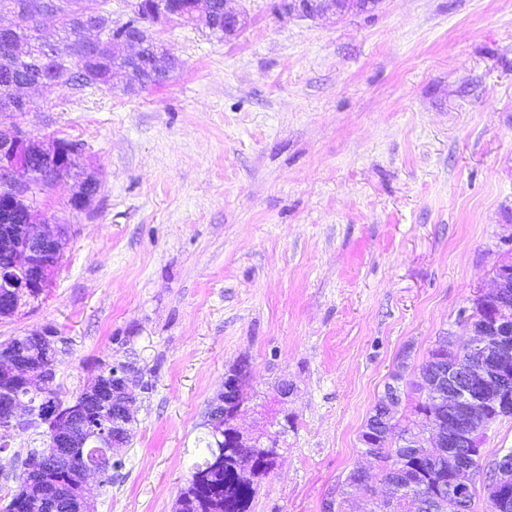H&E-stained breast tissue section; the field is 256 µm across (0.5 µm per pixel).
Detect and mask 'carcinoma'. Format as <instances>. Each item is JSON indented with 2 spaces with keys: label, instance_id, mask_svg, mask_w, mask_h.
Wrapping results in <instances>:
<instances>
[{
  "label": "carcinoma",
  "instance_id": "cac0c4a2",
  "mask_svg": "<svg viewBox=\"0 0 512 512\" xmlns=\"http://www.w3.org/2000/svg\"><path fill=\"white\" fill-rule=\"evenodd\" d=\"M61 16L57 17L60 41L52 44L55 56L52 70L57 86L82 85L87 88L121 87L131 90L133 81L149 75L155 70V53L145 47L136 58L119 59L102 52L95 58L77 56L67 51V43L76 36L77 14L86 11L97 14L103 35L112 40L120 30L112 27V10L107 8L109 0H60ZM44 0H0V10L10 9L18 14L17 31L10 41L0 39V112L7 111L24 85H34L40 78V66L32 61L21 62L24 46L37 31ZM153 0H126L131 15L128 22L147 29L152 19ZM205 24L213 28H224V0H211V12ZM82 151L78 144L70 148L62 159L34 158V167L51 180L70 173L80 167ZM98 190L96 179L88 174L80 184L79 196L71 204L82 209L91 203ZM31 218V205L17 201L0 214V265L8 266L23 262L26 242L19 225ZM4 349L13 352L27 363L33 379L20 382V397L27 400L34 411L31 423L55 412L67 413L75 408L81 413V421L72 429V448L67 460L57 465L44 459L46 449L32 448L26 461L32 468L25 469L18 477V486L10 500L0 512H29L35 503L55 507L56 512H67L69 503L78 497L77 489L81 472L90 460L101 451L109 457V469L105 475L107 483L119 477L122 467L121 452L131 444L132 433L128 432L117 446L103 443L89 436V431L112 426V385H88L72 400L66 401L61 391L50 382L40 385L34 380L37 372L57 360L59 350L53 341L42 336H16L3 343ZM235 382L234 390L217 395L216 400L234 410L245 401L247 371L240 365L229 373ZM397 411H386L384 399H379L370 413L361 441L364 452L382 463L383 479L396 478L412 483L414 493L397 497L392 504H383L379 512H421L420 498L434 497L440 475L447 464L436 453L424 448H403L400 439L411 426L424 423L431 415L448 418V410H439L434 405L417 401L411 424L400 425ZM202 436L197 441V461L190 468L186 486L177 499L176 512H251L260 478L271 469V463L263 454L240 447V442L231 431L224 429V420L207 419L201 424Z\"/></svg>",
  "mask_w": 512,
  "mask_h": 512
}]
</instances>
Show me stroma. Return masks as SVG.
<instances>
[{
	"instance_id": "stroma-1",
	"label": "stroma",
	"mask_w": 512,
	"mask_h": 512,
	"mask_svg": "<svg viewBox=\"0 0 512 512\" xmlns=\"http://www.w3.org/2000/svg\"><path fill=\"white\" fill-rule=\"evenodd\" d=\"M229 0L232 37L153 25L179 69L137 94L44 87L0 113L45 145L82 147L35 223L69 228L46 292L0 320L45 329L65 396L136 356L150 393L94 512H175L208 405L249 367L240 432L287 418L252 512H345L386 492L360 434L400 362L418 368L512 263V0H381L372 15L278 14ZM98 191L72 208L83 171ZM288 385L280 399L277 390ZM42 436L0 437V492Z\"/></svg>"
}]
</instances>
